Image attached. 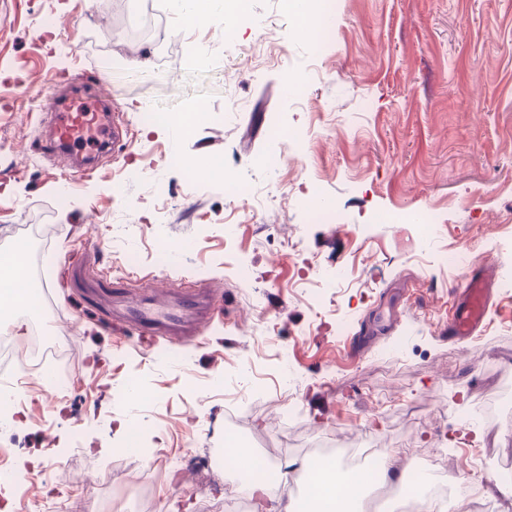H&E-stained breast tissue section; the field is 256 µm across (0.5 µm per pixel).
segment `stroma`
<instances>
[{"label": "stroma", "instance_id": "obj_1", "mask_svg": "<svg viewBox=\"0 0 512 512\" xmlns=\"http://www.w3.org/2000/svg\"><path fill=\"white\" fill-rule=\"evenodd\" d=\"M326 12L310 40L284 0L192 22L167 0H0V247L27 227L47 240L38 303L68 377L55 394L19 382L0 464L23 486L0 488V512H38L55 493L86 507L148 476L156 512H204L227 497L213 459L229 406L285 465L337 435L405 449L397 489L439 449L449 490L436 512H459L461 484L512 466V407L489 427L475 413L512 375V0H328ZM57 74L102 77L129 122L126 157L86 175L36 151ZM197 110L182 136L148 118ZM464 250L476 257L461 269L443 263ZM484 258L496 307L458 343L442 332L448 306ZM85 266L223 285V321L195 346L144 351L87 309L69 276ZM282 347L290 399L275 395ZM244 356L267 399L213 386ZM132 379L148 401L113 407ZM479 429L482 445L459 442ZM156 452L181 468L156 472Z\"/></svg>", "mask_w": 512, "mask_h": 512}]
</instances>
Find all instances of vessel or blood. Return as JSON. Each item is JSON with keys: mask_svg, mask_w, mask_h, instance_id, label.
I'll list each match as a JSON object with an SVG mask.
<instances>
[{"mask_svg": "<svg viewBox=\"0 0 512 512\" xmlns=\"http://www.w3.org/2000/svg\"><path fill=\"white\" fill-rule=\"evenodd\" d=\"M110 101V94L91 82L81 88L58 84L43 104L52 131L45 152L81 162L86 170L101 156L117 155L126 145L128 124L122 113L110 110ZM76 277L92 296L111 298L107 316L114 327L134 331L151 347L164 336L203 335L222 313V294L216 290L189 291L181 284L143 279L135 294L126 277L111 280L86 269L77 270ZM493 297L492 280L482 272L471 274L448 309L449 336L458 341L473 336Z\"/></svg>", "mask_w": 512, "mask_h": 512, "instance_id": "vessel-or-blood-1", "label": "vessel or blood"}]
</instances>
